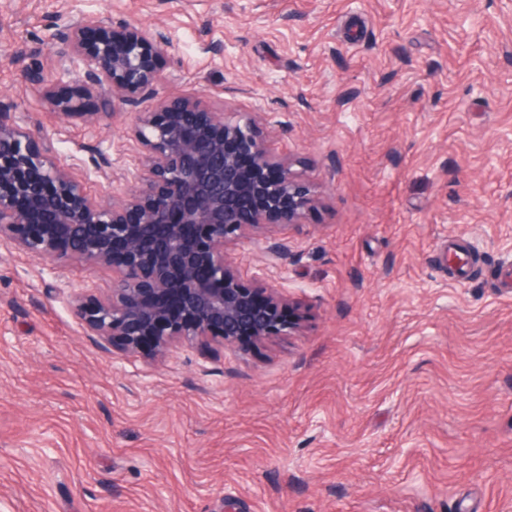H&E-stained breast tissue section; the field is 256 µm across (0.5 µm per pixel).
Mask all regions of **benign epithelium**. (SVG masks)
<instances>
[{
    "label": "benign epithelium",
    "mask_w": 512,
    "mask_h": 512,
    "mask_svg": "<svg viewBox=\"0 0 512 512\" xmlns=\"http://www.w3.org/2000/svg\"><path fill=\"white\" fill-rule=\"evenodd\" d=\"M50 63L79 70V85L53 98L62 122L96 124L87 102L103 92L138 107L156 94L159 62L171 47L159 28L105 17L71 18L55 34ZM134 138L147 178L102 204L17 124L0 102V244L53 264L112 269L104 298L74 297L84 331L126 355L161 358L184 346L229 349L288 336L296 302L269 281L290 251L266 247L265 266L242 283L235 252L265 226L301 223L315 199L292 163L272 156L267 129L238 112L176 97L137 113Z\"/></svg>",
    "instance_id": "obj_1"
}]
</instances>
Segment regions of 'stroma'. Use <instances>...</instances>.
Returning <instances> with one entry per match:
<instances>
[{"instance_id": "35a3bbf8", "label": "stroma", "mask_w": 512, "mask_h": 512, "mask_svg": "<svg viewBox=\"0 0 512 512\" xmlns=\"http://www.w3.org/2000/svg\"><path fill=\"white\" fill-rule=\"evenodd\" d=\"M80 12L167 28L159 99L260 114L299 161L320 202L271 277L301 327L115 359L69 304L110 270L0 245V512H512V0H0V101L109 200L134 108L42 92L77 86L46 61Z\"/></svg>"}]
</instances>
